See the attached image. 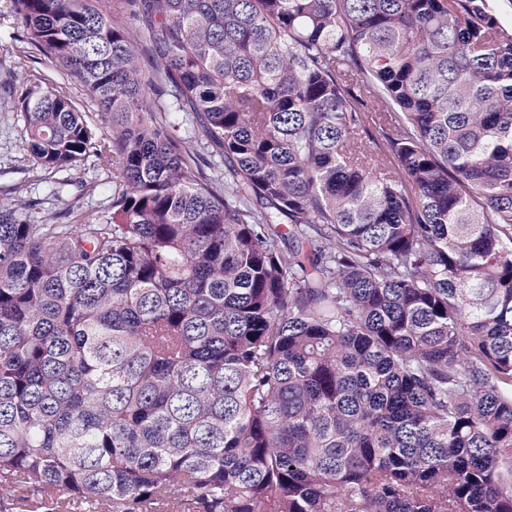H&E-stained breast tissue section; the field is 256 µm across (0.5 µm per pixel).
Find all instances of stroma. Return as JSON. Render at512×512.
I'll return each mask as SVG.
<instances>
[{
	"label": "stroma",
	"instance_id": "obj_1",
	"mask_svg": "<svg viewBox=\"0 0 512 512\" xmlns=\"http://www.w3.org/2000/svg\"><path fill=\"white\" fill-rule=\"evenodd\" d=\"M45 79L72 100L89 125L98 126L100 109L79 80L55 70L26 40L10 0H0V211L34 224L60 221L70 212L92 214L98 222H106L112 214V191L119 183L111 167L88 159L77 169L51 173L33 160L14 93L20 86Z\"/></svg>",
	"mask_w": 512,
	"mask_h": 512
}]
</instances>
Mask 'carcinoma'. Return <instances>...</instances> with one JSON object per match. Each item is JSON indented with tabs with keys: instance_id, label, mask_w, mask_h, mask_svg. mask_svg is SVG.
I'll return each instance as SVG.
<instances>
[{
	"instance_id": "1",
	"label": "carcinoma",
	"mask_w": 512,
	"mask_h": 512,
	"mask_svg": "<svg viewBox=\"0 0 512 512\" xmlns=\"http://www.w3.org/2000/svg\"><path fill=\"white\" fill-rule=\"evenodd\" d=\"M12 7L101 108L23 87L34 161L120 183L108 224L0 212V512H512L489 0Z\"/></svg>"
}]
</instances>
